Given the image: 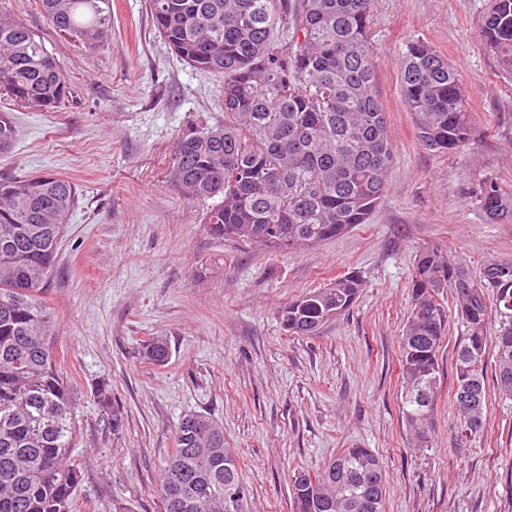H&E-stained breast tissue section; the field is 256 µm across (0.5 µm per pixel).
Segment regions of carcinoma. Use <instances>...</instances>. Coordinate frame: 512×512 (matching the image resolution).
Instances as JSON below:
<instances>
[{"instance_id":"cac0c4a2","label":"carcinoma","mask_w":512,"mask_h":512,"mask_svg":"<svg viewBox=\"0 0 512 512\" xmlns=\"http://www.w3.org/2000/svg\"><path fill=\"white\" fill-rule=\"evenodd\" d=\"M52 26L90 51L107 41L112 0H37ZM150 0L158 34L186 63L224 77V115L201 120L173 143L170 180L190 201L213 200L203 224L219 241L272 250L334 238L369 222L386 192L392 142L374 84L369 37L372 0ZM280 31L281 41L274 37ZM481 40L512 70V0H493ZM400 87L416 137L431 151L453 153L469 137V116L456 69L422 41L409 44ZM71 88L43 41L22 23L0 17V98L54 111ZM16 127L0 111V151ZM486 216H512V195L486 179L476 192ZM77 185L54 174L0 177V512H74L80 466L68 460L75 402L56 370L53 318L42 300ZM363 280L336 277L280 311L291 335L314 336L355 303ZM450 289L467 328L453 379L457 438L488 424L484 365L496 350L499 395L512 400V262L494 261L479 275L436 249L414 257L411 306L400 336L402 417L417 445L434 431L441 383L438 354L447 331L440 302ZM497 327L488 330L486 299ZM170 350L156 336L143 357L164 366ZM477 382V405L459 393ZM427 384L424 402L417 386ZM112 433L123 413L106 385L96 391ZM161 483L164 512H225L228 481L252 488L224 446V429L205 414L183 416ZM386 479L368 448H346L316 471L292 480V512H383Z\"/></svg>"}]
</instances>
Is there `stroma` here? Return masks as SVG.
Segmentation results:
<instances>
[{"instance_id": "obj_1", "label": "stroma", "mask_w": 512, "mask_h": 512, "mask_svg": "<svg viewBox=\"0 0 512 512\" xmlns=\"http://www.w3.org/2000/svg\"><path fill=\"white\" fill-rule=\"evenodd\" d=\"M489 5L374 0L376 94L393 145L387 190L369 223L275 252L212 239L205 204L172 186L173 142L192 123L220 117L224 80L176 56L148 0H112V31L95 51L57 34L33 0H0L1 14L43 40L72 92L54 112L8 105L17 138L0 154V175L51 173L80 189L42 293L57 370L77 406V512H161L163 469L189 412L223 426L253 489L247 512H291L295 471L355 447L383 465L384 512H512V401L498 395L494 361L486 434L455 438L454 364L466 329L451 294L428 447L416 446L400 401L416 252L439 248L474 273L512 261V219L488 221L475 197L487 177L512 193V71L480 40ZM418 39L459 74L470 123L459 152L425 149L404 105L400 63ZM350 271L364 286L348 312L315 336L284 330L285 305ZM154 336L170 348L162 367L142 356ZM102 381L123 412L116 435L94 398Z\"/></svg>"}]
</instances>
